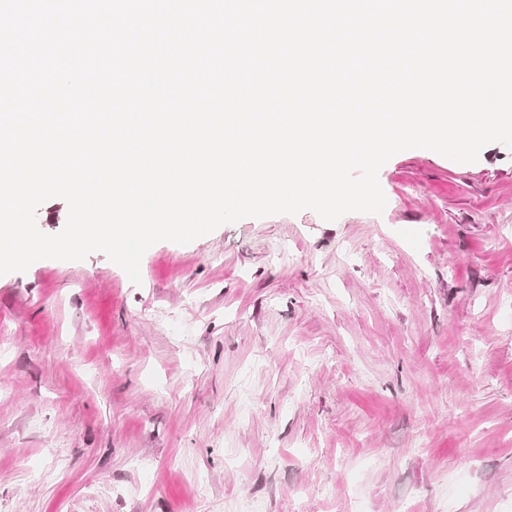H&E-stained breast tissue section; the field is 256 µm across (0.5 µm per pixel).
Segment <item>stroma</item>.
Returning a JSON list of instances; mask_svg holds the SVG:
<instances>
[{"label": "stroma", "instance_id": "stroma-1", "mask_svg": "<svg viewBox=\"0 0 512 512\" xmlns=\"http://www.w3.org/2000/svg\"><path fill=\"white\" fill-rule=\"evenodd\" d=\"M379 182L0 275V512H512V149Z\"/></svg>", "mask_w": 512, "mask_h": 512}]
</instances>
